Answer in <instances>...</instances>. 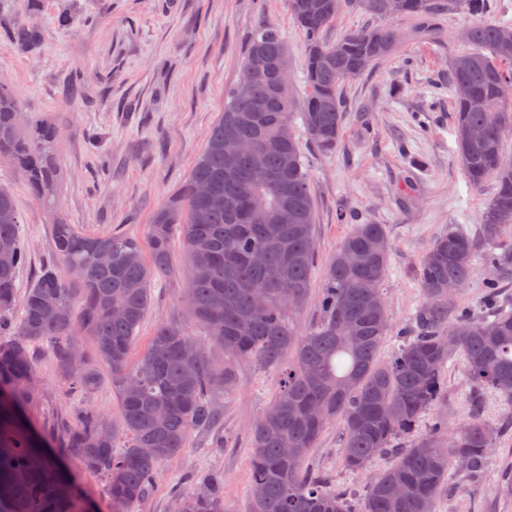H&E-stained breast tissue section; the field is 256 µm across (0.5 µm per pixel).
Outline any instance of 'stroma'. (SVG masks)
I'll return each mask as SVG.
<instances>
[{
	"label": "stroma",
	"mask_w": 512,
	"mask_h": 512,
	"mask_svg": "<svg viewBox=\"0 0 512 512\" xmlns=\"http://www.w3.org/2000/svg\"><path fill=\"white\" fill-rule=\"evenodd\" d=\"M70 25H62L61 10ZM36 18L45 32L32 54L8 46L0 32V81L12 88L25 111L47 113L57 132L55 210L33 197L11 167L0 165V182L14 194L20 238L28 261L16 284L25 289L52 261V227L76 225L89 234L122 231L143 238L153 212L186 180L208 134L224 110V96L239 80L245 48L259 28L276 24L288 48L292 131L307 166L315 213V268L300 314L309 328L320 315L322 271L352 225H384L392 243L382 286L392 322L411 323L423 301L416 267L439 235L458 230L477 236L493 191L473 188L457 159L448 63L469 51L462 32L478 23L512 24V0H488L485 14L464 7L441 10L422 24L396 21L401 45L364 76L346 82L341 136L332 151L311 144L301 112L308 95V49L289 14L288 0H41ZM79 77L84 96L70 100L65 86ZM179 277L156 282L151 310L137 330L142 351L161 323L190 325ZM40 378L32 417L51 427L58 417L75 422L95 408L110 417L119 409L101 370L88 395L67 392L47 345L31 347ZM234 396L222 402L218 428L192 432L184 451L166 462L136 512H174L178 491L218 475L224 499L247 512L253 423L276 390L273 374L251 363L239 367ZM448 402L422 419L428 428L443 415L449 427L472 414L471 386L460 357L445 365ZM224 447H215L216 438ZM339 424L329 425L308 465L329 489L348 496L358 512L366 479L341 463ZM92 512H112L105 480L78 458H60ZM512 430L500 431L477 477L455 476L452 491L435 512H512Z\"/></svg>",
	"instance_id": "35a3bbf8"
}]
</instances>
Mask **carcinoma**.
Listing matches in <instances>:
<instances>
[{
	"label": "carcinoma",
	"mask_w": 512,
	"mask_h": 512,
	"mask_svg": "<svg viewBox=\"0 0 512 512\" xmlns=\"http://www.w3.org/2000/svg\"><path fill=\"white\" fill-rule=\"evenodd\" d=\"M341 2L288 0L308 46L302 118L322 152L333 150L341 133L342 83L399 48L390 22L427 18L439 5L402 0V10L391 15L390 0H355L386 24L328 42L323 33ZM34 11L36 0H27V17L8 26L10 46L24 54L43 42L42 28L30 19ZM463 39L489 50L456 55L449 65L451 86L468 87L467 95L454 98L452 116L461 166L476 188L495 181L482 224L484 311L477 316L448 295L471 279L476 243L463 232L445 233L417 269L424 303L414 316V333L386 360L381 350L393 326L381 285L391 243L382 224H356L341 240L323 272L319 320L306 330L299 325L312 285L315 216L291 130L290 95L275 92L271 71L257 77L251 99L238 98L233 89L227 94L204 152L154 212L146 240L119 231L86 234L57 223L53 253L68 276L49 262L22 296L16 279L27 253L14 195L0 184V512H86L77 488L65 490L69 477L35 439L27 416L38 395L32 344H48L74 392L96 389L99 372L83 353L80 336L92 339L97 362L111 373L121 428L85 408L77 422L61 421L48 435L106 476L112 512H133L161 464L183 452L192 431L218 425L214 400L234 395L240 361L277 377L274 397L251 428L249 512H351L347 498L305 466L334 420L342 426L347 471L361 475L378 457H391L367 482L361 512H434L458 459L467 462L465 475L479 473L494 435L480 418L450 432L447 418L437 417L424 434L411 436L422 416L444 403L442 372L457 354L475 407L487 390L512 404V309L499 300L497 277L512 267V163L503 161L512 100L502 96L503 87L512 86V25L477 24ZM285 48L279 28L268 24L253 34L244 60L257 49L272 64ZM228 135L253 144L229 166ZM56 136L46 120L25 117L15 94L0 85V160L19 171L48 206L57 182ZM258 165L270 175L264 183L254 180ZM202 182L210 184V195L198 194ZM281 209L288 210L286 224L274 219ZM176 237L187 262L184 284L192 290L188 314L201 334L163 323L132 363L154 282L173 273ZM102 252L110 255L104 265ZM208 343L223 350L222 362H207ZM178 502L183 512H234L217 477L179 495Z\"/></svg>",
	"instance_id": "1"
}]
</instances>
